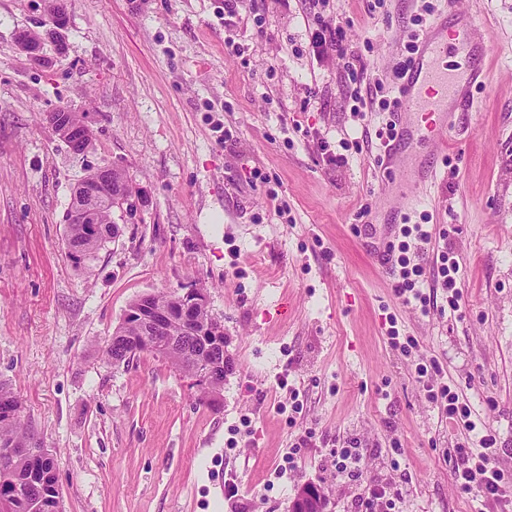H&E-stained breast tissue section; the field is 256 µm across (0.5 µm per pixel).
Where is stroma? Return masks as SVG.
<instances>
[{
	"label": "stroma",
	"instance_id": "stroma-1",
	"mask_svg": "<svg viewBox=\"0 0 512 512\" xmlns=\"http://www.w3.org/2000/svg\"><path fill=\"white\" fill-rule=\"evenodd\" d=\"M64 53L39 58L19 31L50 26L47 0H0V383L20 397L57 466L62 512H288L303 483L345 512L366 482L407 491L402 512H501L461 495L449 424L417 378L437 363L512 472V0H456L484 19L491 81L474 90L446 149L429 215L431 253L459 264L461 312L432 273L434 307L398 299L365 243L401 201L381 165L383 117L356 114L344 61L313 57L317 25L343 24L359 65L392 96L411 34L446 0H64ZM83 113L76 155L44 116ZM123 168L148 203L76 268L65 215L89 171ZM206 287L233 369L218 409L147 353L112 364L103 346L138 296ZM416 346L403 353L389 329ZM298 469L275 471L300 436ZM358 438L362 481L330 454ZM233 483L238 494H224Z\"/></svg>",
	"mask_w": 512,
	"mask_h": 512
}]
</instances>
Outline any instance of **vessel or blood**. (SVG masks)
<instances>
[{
  "mask_svg": "<svg viewBox=\"0 0 512 512\" xmlns=\"http://www.w3.org/2000/svg\"><path fill=\"white\" fill-rule=\"evenodd\" d=\"M478 27L474 14L446 5L419 39L416 53L396 82V135L383 153L387 169L400 172L395 187L404 192L408 202H417L422 192L435 187L438 173L427 158L408 153L407 145L417 139L431 142L437 149L446 147L459 113L472 106L474 89L489 81V50L474 38ZM451 53L464 59V67L445 65Z\"/></svg>",
  "mask_w": 512,
  "mask_h": 512,
  "instance_id": "vessel-or-blood-1",
  "label": "vessel or blood"
}]
</instances>
